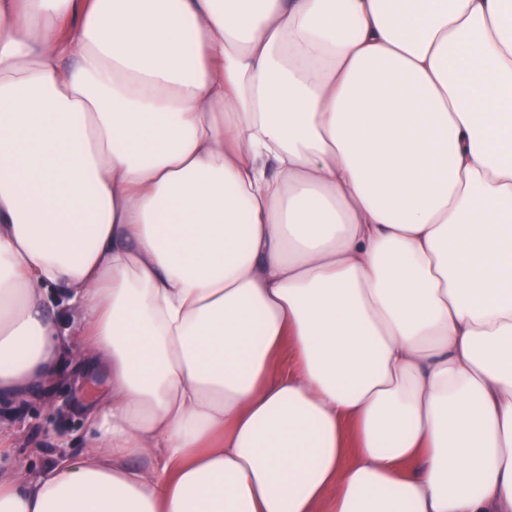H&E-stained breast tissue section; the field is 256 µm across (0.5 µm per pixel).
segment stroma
I'll list each match as a JSON object with an SVG mask.
<instances>
[{"label": "stroma", "mask_w": 512, "mask_h": 512, "mask_svg": "<svg viewBox=\"0 0 512 512\" xmlns=\"http://www.w3.org/2000/svg\"><path fill=\"white\" fill-rule=\"evenodd\" d=\"M65 349L70 356L57 378L36 385L26 398L0 397V426L10 431L16 461L34 472L84 453L89 413L108 386L105 374L81 366L72 354L73 344Z\"/></svg>", "instance_id": "stroma-1"}]
</instances>
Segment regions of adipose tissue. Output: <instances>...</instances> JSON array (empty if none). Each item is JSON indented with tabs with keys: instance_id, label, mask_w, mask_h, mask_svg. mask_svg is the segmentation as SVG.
<instances>
[{
	"instance_id": "adipose-tissue-1",
	"label": "adipose tissue",
	"mask_w": 512,
	"mask_h": 512,
	"mask_svg": "<svg viewBox=\"0 0 512 512\" xmlns=\"http://www.w3.org/2000/svg\"><path fill=\"white\" fill-rule=\"evenodd\" d=\"M66 332L0 512H512V0H0V393ZM64 339L69 358L57 378L36 385L26 398L0 397V426L9 428L15 460L33 472L84 453L89 413L108 386L105 374L88 373L81 366L73 336Z\"/></svg>"
}]
</instances>
